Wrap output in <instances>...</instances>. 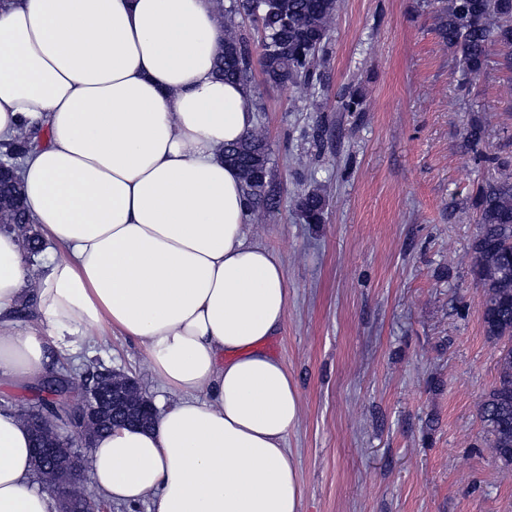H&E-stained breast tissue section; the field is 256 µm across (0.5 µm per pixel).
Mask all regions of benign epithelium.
Here are the masks:
<instances>
[{
  "mask_svg": "<svg viewBox=\"0 0 512 512\" xmlns=\"http://www.w3.org/2000/svg\"><path fill=\"white\" fill-rule=\"evenodd\" d=\"M52 400L64 405L69 438L57 445L40 432L35 435V456L53 467L48 486L59 495L62 512H110L105 506L86 508L84 497L79 495V488L88 483L83 449L92 447L104 424H151L156 414L153 401L139 390L135 379L113 369L92 385L75 375L69 376L64 391L52 395Z\"/></svg>",
  "mask_w": 512,
  "mask_h": 512,
  "instance_id": "obj_1",
  "label": "benign epithelium"
}]
</instances>
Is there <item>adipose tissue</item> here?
Returning <instances> with one entry per match:
<instances>
[{
    "instance_id": "1",
    "label": "adipose tissue",
    "mask_w": 512,
    "mask_h": 512,
    "mask_svg": "<svg viewBox=\"0 0 512 512\" xmlns=\"http://www.w3.org/2000/svg\"><path fill=\"white\" fill-rule=\"evenodd\" d=\"M223 40L214 0H0V142L49 129L21 177L54 246L32 265L0 230V383L38 382L113 333L133 339L178 400L151 428L96 437V489L148 512H301L287 448L300 393L264 349L288 283L250 238L224 161L255 115L244 85L214 75ZM59 510L23 419L0 407V512Z\"/></svg>"
}]
</instances>
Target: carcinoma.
<instances>
[{
  "instance_id": "carcinoma-1",
  "label": "carcinoma",
  "mask_w": 512,
  "mask_h": 512,
  "mask_svg": "<svg viewBox=\"0 0 512 512\" xmlns=\"http://www.w3.org/2000/svg\"><path fill=\"white\" fill-rule=\"evenodd\" d=\"M224 44L215 60V73L226 81L251 86L253 64H258L270 84L293 86L313 96L319 89V67L327 53L338 11V0H233L224 7ZM259 13L263 18L261 52L253 58L249 44L238 37L234 19ZM438 33L459 58L464 76L478 75L489 45L512 47V0H442ZM46 130L28 134L5 145L3 154L22 158L42 140ZM225 161L235 166L256 210L274 196L270 178V149L257 128L242 140L224 147ZM475 206L478 224L471 245V264L483 293L484 333L499 345L497 378L482 397L479 415L488 445L502 466L512 467V180L505 177L478 185ZM296 208L308 224L324 220L326 200L316 190L298 195ZM30 222L23 204L21 185L0 173V224ZM29 428H39L43 418L59 419L50 402L37 397L19 410Z\"/></svg>"
}]
</instances>
